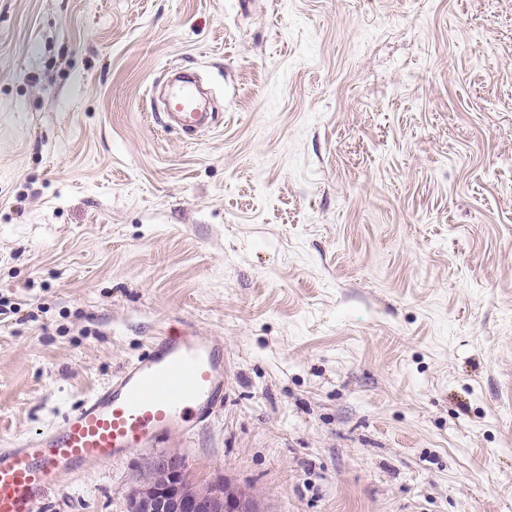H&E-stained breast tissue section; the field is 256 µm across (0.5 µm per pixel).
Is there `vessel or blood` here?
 I'll use <instances>...</instances> for the list:
<instances>
[{
    "label": "vessel or blood",
    "mask_w": 512,
    "mask_h": 512,
    "mask_svg": "<svg viewBox=\"0 0 512 512\" xmlns=\"http://www.w3.org/2000/svg\"><path fill=\"white\" fill-rule=\"evenodd\" d=\"M196 81H174L158 125L191 130L210 115L195 109ZM224 347L188 321L155 337L81 405L13 448H0V512H39L47 495L92 463L125 459L173 433L187 435L224 402Z\"/></svg>",
    "instance_id": "vessel-or-blood-1"
}]
</instances>
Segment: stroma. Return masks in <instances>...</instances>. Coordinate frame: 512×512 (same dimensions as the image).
<instances>
[{"instance_id":"35a3bbf8","label":"stroma","mask_w":512,"mask_h":512,"mask_svg":"<svg viewBox=\"0 0 512 512\" xmlns=\"http://www.w3.org/2000/svg\"><path fill=\"white\" fill-rule=\"evenodd\" d=\"M179 319L223 407L42 512L162 452L269 512H512V0H0V448ZM196 81L189 75L181 76L174 81L169 90L167 108L170 112L158 113L154 118L162 127L169 123L176 124L185 130L204 125L214 116L208 112H195Z\"/></svg>"}]
</instances>
